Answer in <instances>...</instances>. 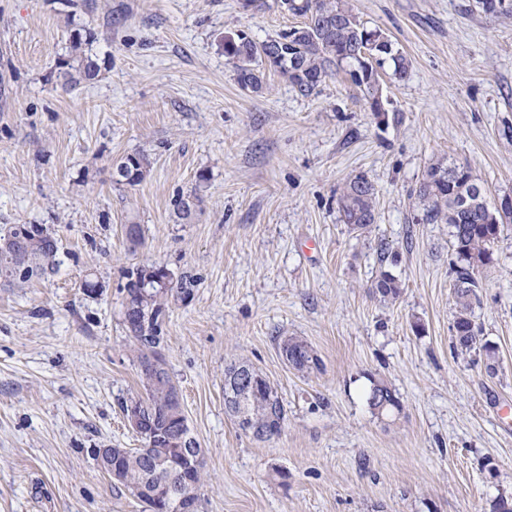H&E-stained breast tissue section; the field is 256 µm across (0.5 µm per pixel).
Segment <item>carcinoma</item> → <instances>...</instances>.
I'll list each match as a JSON object with an SVG mask.
<instances>
[{
	"mask_svg": "<svg viewBox=\"0 0 512 512\" xmlns=\"http://www.w3.org/2000/svg\"><path fill=\"white\" fill-rule=\"evenodd\" d=\"M282 10L305 18L303 25L291 27L262 43L254 42L245 32L224 43V53L233 64L236 79L244 89H263L262 69L272 70L303 97L318 93L329 77L345 72L358 87L371 96L378 91L380 70L393 63V74L400 79L409 72L405 58L393 49L388 36L379 29L365 26L342 0H279ZM99 77V66L90 56L79 59L73 70L64 73L68 84L90 83ZM148 158L140 153L128 154L116 164L118 181L134 185L140 182ZM376 188L364 173L346 182L338 198L343 223L352 231L364 233L375 221ZM423 219L429 224H447L451 228L453 247L459 265L453 288L457 314L453 323V344L467 352L475 348L479 329L473 319V304L479 301L480 283L477 273L493 263L492 245L500 226L512 223V211L501 213L488 201L480 179L465 165H431L419 188ZM12 246L22 241L26 247L19 254L1 252L0 260L12 263L11 273L22 281L34 273L42 274L55 264L57 241L37 225L18 224L0 237ZM158 277L157 286L142 290L146 269L141 267L129 275L123 307L134 311L123 320L128 336L133 340L143 383L144 395L120 402V409L134 401L149 411L154 429L169 430L173 426L188 427L184 409L172 404V387L157 385L144 363L160 352L163 341L162 323L169 299L183 300L190 294L187 283H173L170 273L162 266H150ZM374 292L383 301L395 300L401 289L398 279L382 270L374 282ZM281 354L289 366L299 372L318 367L320 359L313 349L297 337H285L279 343ZM255 386L248 393L224 387V404L240 427L259 440L279 435V422L286 420V410L277 391L258 372H253ZM367 403L374 413L383 415L400 408L396 392L383 382L372 384ZM180 448L166 440L145 442L142 448H115L112 463L121 475L118 483L131 495L142 499L140 489L153 483L159 497L142 499L152 512H170L177 499L187 493L199 497L202 471L188 472L178 465Z\"/></svg>",
	"mask_w": 512,
	"mask_h": 512,
	"instance_id": "obj_1",
	"label": "carcinoma"
}]
</instances>
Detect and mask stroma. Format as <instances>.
<instances>
[{
  "mask_svg": "<svg viewBox=\"0 0 512 512\" xmlns=\"http://www.w3.org/2000/svg\"><path fill=\"white\" fill-rule=\"evenodd\" d=\"M344 3L410 63L380 77L385 119L343 74L308 98L274 72L261 92L238 84L225 39L303 23L277 0H0V231L38 224L58 246L43 277L0 273V512H145L94 451L143 445L119 408L143 391L122 311L128 271L151 264L196 281L168 304L161 354L203 451L198 512H493L512 494V224L473 308L491 374L452 347L450 227L426 223L416 196L438 162L512 196V7ZM85 54L98 80L65 87ZM132 153L148 173L116 182ZM360 172L376 187L362 235L336 205ZM189 194L200 204L182 221ZM384 269L402 285L393 302L372 292ZM282 336L320 367H289ZM239 361L283 401L272 439L225 410ZM375 381L399 411H371Z\"/></svg>",
  "mask_w": 512,
  "mask_h": 512,
  "instance_id": "obj_1",
  "label": "stroma"
}]
</instances>
